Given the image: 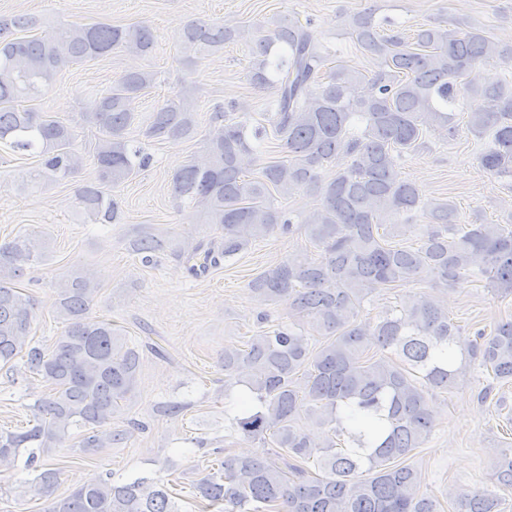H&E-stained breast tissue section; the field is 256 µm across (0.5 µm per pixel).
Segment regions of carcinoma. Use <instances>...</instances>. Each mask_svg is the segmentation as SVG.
<instances>
[{
    "instance_id": "cac0c4a2",
    "label": "carcinoma",
    "mask_w": 512,
    "mask_h": 512,
    "mask_svg": "<svg viewBox=\"0 0 512 512\" xmlns=\"http://www.w3.org/2000/svg\"><path fill=\"white\" fill-rule=\"evenodd\" d=\"M35 24L29 16L0 17V141L42 157L29 176L35 186L58 183L91 160L96 178L77 189L76 204L88 220L110 224L120 218L111 189L151 163L126 134L136 120L130 103L154 84L155 71L127 72L86 104L81 122L97 131L87 152L78 148L73 126L25 102L88 59L115 50L152 58V28L64 25L50 42L12 37ZM349 27L358 48L381 61L370 76L343 65L323 72L327 54L309 20L291 18L260 35L197 20L183 32L189 64L229 43L250 45L249 81L272 91L273 100L266 124L254 127L237 115L236 102L217 108L202 159L173 175L175 195L218 235L182 247L137 239L141 262L149 266L169 248L199 277L254 241L293 232L274 195L306 188L321 197L304 220L319 257L287 259L249 285L259 305L287 304L292 322L224 347V374L237 378L252 401L231 427L266 451L229 456L203 478L196 490L205 512H437L438 502L421 493L422 472L403 463L433 432L430 396L451 390L473 365L488 375L478 395L483 403L512 382L510 318L465 336L448 314V300L415 293L374 322L360 319L375 290L418 281L429 270L446 284L483 281L497 297L512 295V224H459L453 202L423 201L397 171L428 137L455 140L456 113L448 108L460 106L471 133L491 136L481 167L512 179V79L495 73L477 86L462 82L495 59H512V45L456 26L420 29L410 38L383 29L370 11L353 15ZM197 112L194 89L186 85L158 103L143 134L159 142L189 139L197 133ZM270 137L286 155L247 176L243 159L251 141ZM338 159L345 166L325 176ZM419 217L427 223H415ZM408 233L413 243H393ZM40 257L32 235L0 244V363L19 357L49 385V394L35 401L40 418L31 428L0 432V459L31 448L25 466L34 477L27 487L52 498L48 512H179L165 484L141 478L109 475L54 496L62 470L45 457L64 447L72 430L90 454L127 439L104 426L132 396L141 360L112 323L89 317L98 291L90 272L60 284L55 306L63 328L53 345L33 342L30 301L14 281ZM501 488H512L511 442L493 451L491 485L459 489L448 499L457 512H502Z\"/></svg>"
}]
</instances>
